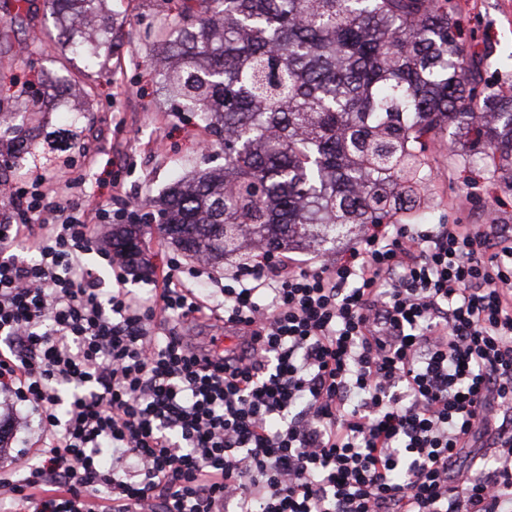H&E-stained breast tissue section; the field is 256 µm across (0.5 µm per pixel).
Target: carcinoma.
<instances>
[{"label": "carcinoma", "mask_w": 512, "mask_h": 512, "mask_svg": "<svg viewBox=\"0 0 512 512\" xmlns=\"http://www.w3.org/2000/svg\"><path fill=\"white\" fill-rule=\"evenodd\" d=\"M450 0H164L146 38L159 91L224 154L171 182L112 250L152 232L212 264L328 250L355 224L425 218L434 142L470 135L512 175V97L456 44ZM67 46L99 64L107 0H51Z\"/></svg>", "instance_id": "1"}]
</instances>
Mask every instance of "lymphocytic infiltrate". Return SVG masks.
Instances as JSON below:
<instances>
[{
  "label": "lymphocytic infiltrate",
  "mask_w": 512,
  "mask_h": 512,
  "mask_svg": "<svg viewBox=\"0 0 512 512\" xmlns=\"http://www.w3.org/2000/svg\"><path fill=\"white\" fill-rule=\"evenodd\" d=\"M0 193V417L39 421L15 512H512V229L366 225L334 261L225 273L101 246L110 211ZM98 254L114 289L85 262ZM222 321L239 338L189 343Z\"/></svg>",
  "instance_id": "f902f5d3"
}]
</instances>
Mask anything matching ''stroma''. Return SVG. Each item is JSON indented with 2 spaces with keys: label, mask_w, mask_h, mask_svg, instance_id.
Instances as JSON below:
<instances>
[{
  "label": "stroma",
  "mask_w": 512,
  "mask_h": 512,
  "mask_svg": "<svg viewBox=\"0 0 512 512\" xmlns=\"http://www.w3.org/2000/svg\"><path fill=\"white\" fill-rule=\"evenodd\" d=\"M452 11L467 52L483 59L482 77L502 94L512 89V0H452ZM0 0V104L40 98V128L20 148L0 139V181L44 169L85 178L84 190L54 188L71 205L111 202L122 212L128 199L145 214V199L158 196L174 175L202 165L203 135L191 113L172 111L155 92L151 53L145 38L161 15L157 0H109L113 24L124 40L106 65L86 67L62 44L47 0ZM93 87L85 99L63 96L62 75ZM432 224H482L495 212L512 225V180L486 158L471 154L454 137L440 140L428 184Z\"/></svg>",
  "instance_id": "35a3bbf8"
}]
</instances>
